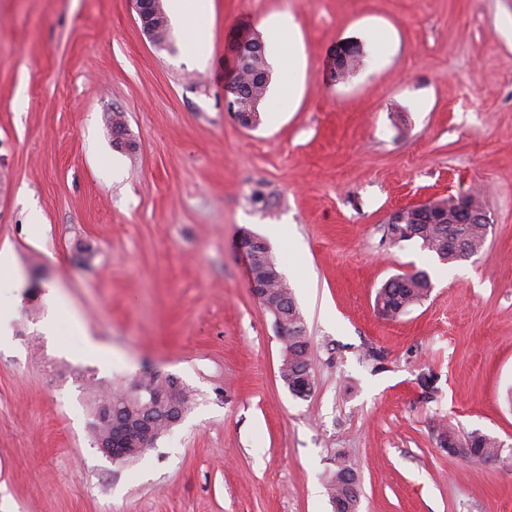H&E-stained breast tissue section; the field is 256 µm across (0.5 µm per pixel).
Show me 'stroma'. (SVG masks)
I'll list each match as a JSON object with an SVG mask.
<instances>
[{
    "mask_svg": "<svg viewBox=\"0 0 512 512\" xmlns=\"http://www.w3.org/2000/svg\"><path fill=\"white\" fill-rule=\"evenodd\" d=\"M286 14L298 65L242 128L229 40ZM195 26L203 57L176 23L153 46L129 0H0V512H331L340 454L359 512H512V0H201ZM343 40L363 63L331 83ZM114 111L133 150L112 145ZM478 186L483 255L390 241L392 211ZM248 236L304 318L307 397L280 376ZM418 270L429 297L381 316L378 289ZM148 373L190 408L112 463L89 434L95 385ZM445 425L496 437L501 459L451 456ZM250 255L247 252V265H248V274H249V283L250 288L252 291V294L254 297L263 304L264 308H268L271 311H275L276 308V302L277 300L269 294V291L267 288L264 287L263 281L258 278L255 273L252 271L250 267ZM268 311L272 316L274 317V321L276 319V316L271 312Z\"/></svg>",
    "mask_w": 512,
    "mask_h": 512,
    "instance_id": "35a3bbf8",
    "label": "stroma"
}]
</instances>
